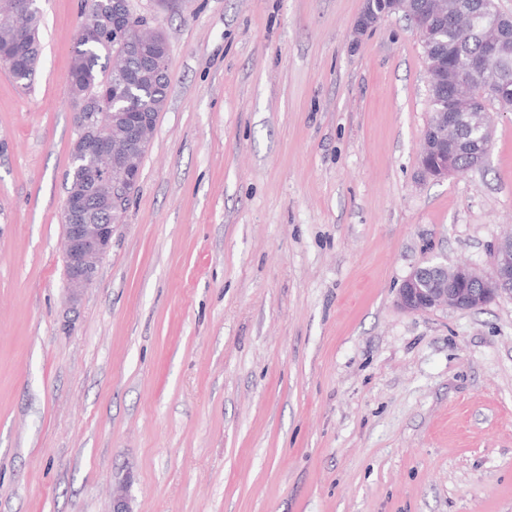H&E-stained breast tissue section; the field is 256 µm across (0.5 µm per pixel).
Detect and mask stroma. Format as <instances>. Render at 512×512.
<instances>
[{"mask_svg":"<svg viewBox=\"0 0 512 512\" xmlns=\"http://www.w3.org/2000/svg\"><path fill=\"white\" fill-rule=\"evenodd\" d=\"M170 86L94 283L65 289L85 0L0 65V512H512V298L409 314L432 257L512 232L488 165L422 180V45L363 0H132Z\"/></svg>","mask_w":512,"mask_h":512,"instance_id":"obj_1","label":"stroma"}]
</instances>
